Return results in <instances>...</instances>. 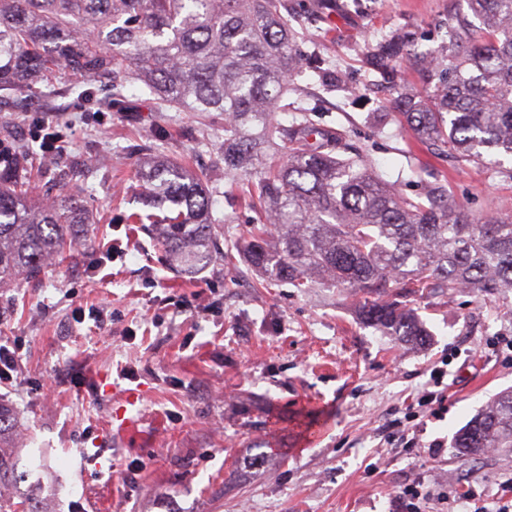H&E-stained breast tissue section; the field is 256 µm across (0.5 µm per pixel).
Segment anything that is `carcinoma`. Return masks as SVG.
Returning <instances> with one entry per match:
<instances>
[{
	"mask_svg": "<svg viewBox=\"0 0 512 512\" xmlns=\"http://www.w3.org/2000/svg\"><path fill=\"white\" fill-rule=\"evenodd\" d=\"M494 36L465 14L421 67L436 77L430 102L399 96L404 129L461 161L498 169L512 159V0H467ZM286 0H0V92L32 102L34 87L63 70L107 81L120 104L132 80L160 109L224 113V181L256 217L241 248L269 284L347 290L358 318L406 344L429 331L410 299L462 290L512 291V215L472 219L442 187L416 200L379 178L339 132L315 125L288 101V87L323 59H301ZM390 35L375 63L408 58ZM292 113L281 122L279 115ZM140 171L142 209L157 210V238L186 271L221 257L214 200L202 171L157 154ZM21 152L0 169V285L38 277L77 243L86 201L36 200L14 188ZM12 414L0 406V449ZM461 456L512 448V390L499 393L453 440Z\"/></svg>",
	"mask_w": 512,
	"mask_h": 512,
	"instance_id": "cac0c4a2",
	"label": "carcinoma"
}]
</instances>
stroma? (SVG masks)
<instances>
[{"label": "stroma", "mask_w": 512, "mask_h": 512, "mask_svg": "<svg viewBox=\"0 0 512 512\" xmlns=\"http://www.w3.org/2000/svg\"><path fill=\"white\" fill-rule=\"evenodd\" d=\"M302 54L319 78L289 100L313 122L344 131L400 194L443 186L480 218L512 211V171L465 164L403 130L393 72L415 94L434 83L414 60L437 49L466 0H288ZM409 33L398 69L371 63L378 42ZM31 110L72 125L60 161L29 143L21 182L38 197L86 200L90 217L70 254L34 281L0 288V340L19 341V383L0 386L15 417L11 475L0 498L38 488L46 512H470L463 494L494 502L512 482V453L457 457L450 444L512 388V306L464 291L414 298L427 326L406 345L357 318L333 288L266 285L240 252L191 277L130 223L145 142L208 174L218 237L252 217L224 183V115L161 111L127 85L124 111H102L107 86L59 74ZM80 174L67 188L56 167ZM443 399L422 403L424 394ZM140 415L135 429L123 426ZM263 465H252L255 453Z\"/></svg>", "instance_id": "obj_1"}]
</instances>
